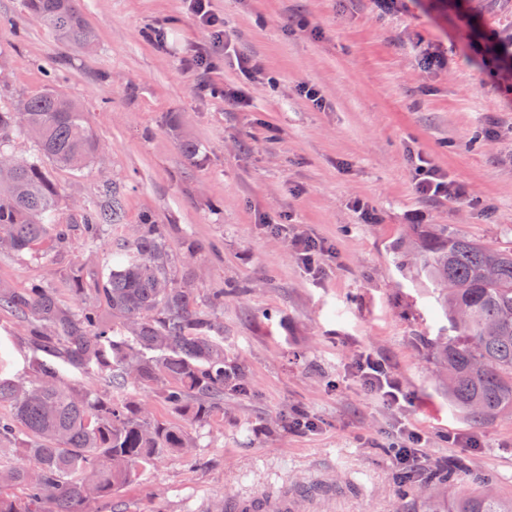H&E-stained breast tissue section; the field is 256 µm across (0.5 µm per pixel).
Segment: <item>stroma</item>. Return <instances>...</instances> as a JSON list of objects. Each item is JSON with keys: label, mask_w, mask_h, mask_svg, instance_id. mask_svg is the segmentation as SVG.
<instances>
[{"label": "stroma", "mask_w": 512, "mask_h": 512, "mask_svg": "<svg viewBox=\"0 0 512 512\" xmlns=\"http://www.w3.org/2000/svg\"><path fill=\"white\" fill-rule=\"evenodd\" d=\"M468 5L470 28L448 0H404L390 14L374 0H213L228 51L204 73L182 62L210 39L185 0H80L98 35L90 49L54 36L23 0H0V111L52 83L84 109L98 142L86 168L50 170L60 220L107 185L124 204L123 223L96 245L1 251L0 284L65 292L73 266L108 269L113 248L152 215L201 311L223 289L224 356L247 370L249 390L225 396L223 421L187 424L195 456L171 453L143 470L119 492L122 512H215L229 498L312 484L326 495L305 512H448L459 495L487 489L512 499V416L476 423L449 404L416 342L445 333L448 319L390 251L410 224L512 247V98L467 57L481 29L512 44V0ZM156 26L164 45L146 37ZM424 48L444 66L424 69ZM242 54L263 78L245 79ZM305 83L324 108L300 95ZM228 84L246 87V106L225 102ZM413 148L464 187V201L417 193ZM358 200L375 223H363ZM298 233L330 246L321 279L297 265ZM364 353L402 386L400 410L353 377ZM34 360L23 324L0 313V377L30 380ZM297 414L318 430L287 428ZM400 420L426 437L425 467L410 476L389 453ZM439 470L453 481H432Z\"/></svg>", "instance_id": "35a3bbf8"}]
</instances>
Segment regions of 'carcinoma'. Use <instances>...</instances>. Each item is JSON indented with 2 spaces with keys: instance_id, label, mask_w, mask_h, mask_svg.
I'll list each match as a JSON object with an SVG mask.
<instances>
[{
  "instance_id": "obj_1",
  "label": "carcinoma",
  "mask_w": 512,
  "mask_h": 512,
  "mask_svg": "<svg viewBox=\"0 0 512 512\" xmlns=\"http://www.w3.org/2000/svg\"><path fill=\"white\" fill-rule=\"evenodd\" d=\"M57 37L80 48L97 42L76 0H24ZM24 129L40 159L20 161L0 179V250L36 251L71 235L93 244L124 220L120 192L107 186L71 224L56 223L58 189L43 160L81 170L97 151L85 112L54 87L0 111V154ZM396 267L428 281L448 316L443 337L419 338L445 376L448 401L484 422L512 414V249L448 230L410 224L392 245ZM70 300L52 288L0 287V312L26 327L36 361L33 379L0 378V442L24 435L21 462L0 465V512H87L93 501L134 484L163 455L189 456L196 441L181 426L154 418L143 401L112 399L68 386L61 362L107 373L110 387L153 394L201 427L224 418V392L244 393V371L224 358L213 315L198 309L195 289L171 274L161 224L148 220L112 252L107 276L76 265ZM448 512H512V501L483 492L457 498Z\"/></svg>"
}]
</instances>
